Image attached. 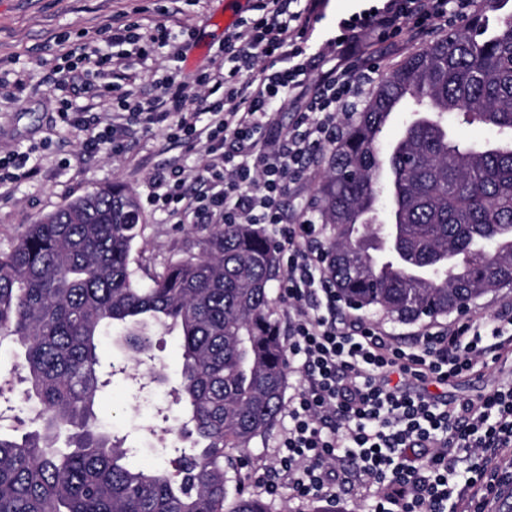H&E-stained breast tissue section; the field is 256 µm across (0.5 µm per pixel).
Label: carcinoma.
<instances>
[{
	"mask_svg": "<svg viewBox=\"0 0 512 512\" xmlns=\"http://www.w3.org/2000/svg\"><path fill=\"white\" fill-rule=\"evenodd\" d=\"M511 1L479 0L463 27L408 55L332 149L316 208L349 304L415 322L512 283V12L489 30ZM448 114L493 136L460 140ZM141 223L134 193L116 185L39 218L0 253V348H14L18 397L40 405L34 429H0V512H269L234 482L226 449L274 429L288 385L276 247L259 224H226L146 279L131 267ZM175 330L184 420L168 434L181 455L172 470L139 469L126 438L98 424L100 337L138 357Z\"/></svg>",
	"mask_w": 512,
	"mask_h": 512,
	"instance_id": "carcinoma-1",
	"label": "carcinoma"
}]
</instances>
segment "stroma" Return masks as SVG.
Listing matches in <instances>:
<instances>
[{
	"instance_id": "1",
	"label": "stroma",
	"mask_w": 512,
	"mask_h": 512,
	"mask_svg": "<svg viewBox=\"0 0 512 512\" xmlns=\"http://www.w3.org/2000/svg\"><path fill=\"white\" fill-rule=\"evenodd\" d=\"M255 3L174 0L176 14L168 18L161 14L162 0H0V73H12L25 84L14 99L0 97V154L29 153L32 169L28 178L0 187V251L9 250L29 224L68 201L122 185L133 190L143 217V232L131 255L133 268L141 271L198 254L197 241L214 228V220L197 215L175 223L152 205L151 176L170 163H180L188 174L183 192L194 197L200 184L192 173L204 165V153L170 140L163 127L136 121L129 124L126 153L117 155L105 146L85 152L84 132L54 120L60 92L49 76L60 64L61 34H69L76 44L84 37L95 38L98 30L140 20L151 26L166 25L175 41L188 48L180 62L156 56L136 65L140 97L158 96V79L165 75L183 82L188 92H196L198 75L221 63L216 51L228 33L222 24L225 11L247 19L253 17ZM100 361L101 376L109 381L99 392L100 419L125 436L133 466L168 465L172 449L165 430L178 425L181 417L171 383L181 364L179 336H155L151 356L138 360L107 336L101 343ZM155 364L165 366L169 382L151 379L150 368ZM287 426V413H280L272 432L251 443L242 470L244 488L265 497L270 512H320V501L296 499L287 489L266 496L258 480L273 466Z\"/></svg>"
}]
</instances>
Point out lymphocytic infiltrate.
Here are the masks:
<instances>
[{
  "label": "lymphocytic infiltrate",
  "mask_w": 512,
  "mask_h": 512,
  "mask_svg": "<svg viewBox=\"0 0 512 512\" xmlns=\"http://www.w3.org/2000/svg\"><path fill=\"white\" fill-rule=\"evenodd\" d=\"M472 4L380 0L337 18L315 45L324 0H258L257 17L224 39L231 69L203 73L202 95L190 97L169 77L161 95L145 102L131 88L132 73L98 91L129 118L166 124L173 138L204 152L196 178L208 192L186 198L184 169L174 163L153 176L155 206L176 218L203 212L224 224H262L276 241L286 265L280 293L293 313L288 358L300 361L304 380L288 404L277 464L263 482L269 495L287 488L301 499L336 498L334 463L342 455L361 487L380 488L372 512H498L502 492L512 489V381L476 402L428 390L512 361V303L486 318L465 313L428 328L415 346L394 343L384 328L337 311L315 221L297 222L280 206L285 193L307 182L310 162L335 145L338 113L350 112L379 67L377 46L445 28ZM146 38L135 22L65 57L98 69L111 63L105 46ZM147 39L182 59L166 29ZM288 104L295 119L285 130L277 115ZM57 115L85 132L86 151L107 144L126 152L125 125L101 126L94 104L78 109L64 99Z\"/></svg>",
  "instance_id": "lymphocytic-infiltrate-1"
}]
</instances>
